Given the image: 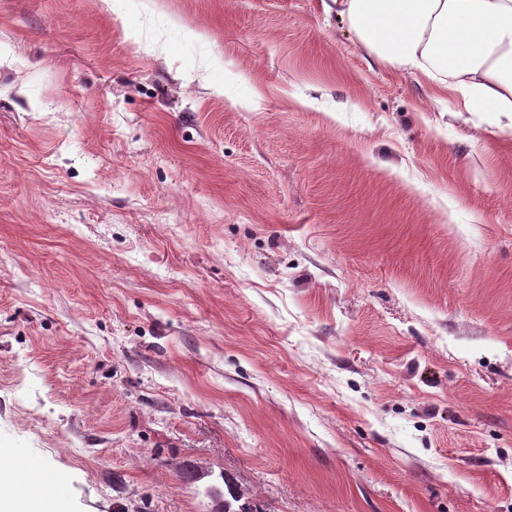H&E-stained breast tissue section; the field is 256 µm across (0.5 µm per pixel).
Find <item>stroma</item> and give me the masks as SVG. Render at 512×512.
I'll return each mask as SVG.
<instances>
[{
    "mask_svg": "<svg viewBox=\"0 0 512 512\" xmlns=\"http://www.w3.org/2000/svg\"><path fill=\"white\" fill-rule=\"evenodd\" d=\"M0 468L512 512V128L323 0H0Z\"/></svg>",
    "mask_w": 512,
    "mask_h": 512,
    "instance_id": "1",
    "label": "stroma"
}]
</instances>
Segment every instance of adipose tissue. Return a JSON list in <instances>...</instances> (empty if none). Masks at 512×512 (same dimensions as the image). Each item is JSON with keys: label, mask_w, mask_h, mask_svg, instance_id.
<instances>
[{"label": "adipose tissue", "mask_w": 512, "mask_h": 512, "mask_svg": "<svg viewBox=\"0 0 512 512\" xmlns=\"http://www.w3.org/2000/svg\"><path fill=\"white\" fill-rule=\"evenodd\" d=\"M379 62L447 90L461 112L512 115V0H326Z\"/></svg>", "instance_id": "adipose-tissue-1"}]
</instances>
